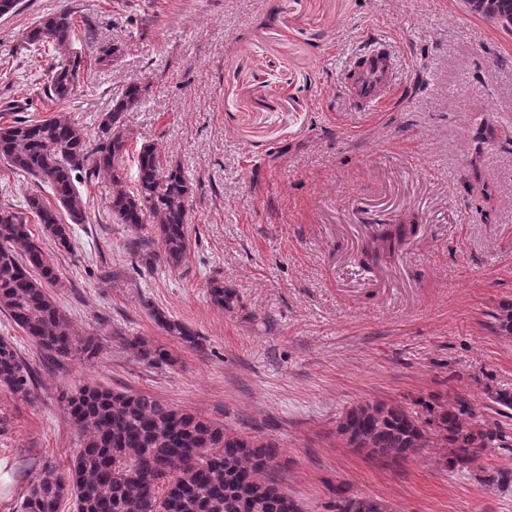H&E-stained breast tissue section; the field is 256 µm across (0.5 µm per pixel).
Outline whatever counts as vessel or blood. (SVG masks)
I'll list each match as a JSON object with an SVG mask.
<instances>
[{
  "label": "vessel or blood",
  "instance_id": "obj_1",
  "mask_svg": "<svg viewBox=\"0 0 512 512\" xmlns=\"http://www.w3.org/2000/svg\"><path fill=\"white\" fill-rule=\"evenodd\" d=\"M394 65L387 46L379 42L352 59L346 70V90L358 111H376L391 97Z\"/></svg>",
  "mask_w": 512,
  "mask_h": 512
}]
</instances>
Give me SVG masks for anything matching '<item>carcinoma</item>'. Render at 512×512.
I'll use <instances>...</instances> for the list:
<instances>
[{"label":"carcinoma","mask_w":512,"mask_h":512,"mask_svg":"<svg viewBox=\"0 0 512 512\" xmlns=\"http://www.w3.org/2000/svg\"><path fill=\"white\" fill-rule=\"evenodd\" d=\"M466 3L471 12L512 31V0ZM74 30V19L65 11L42 18L24 35L34 50L62 57L45 86L52 101L69 99L80 81L83 57L72 48ZM143 92L139 82L125 86L103 114L94 143L62 115L0 125V158L44 182L55 200L51 204L32 194L24 210H0V311L57 358L91 360L99 345L93 336L76 334L53 301L48 287L56 282L57 270L27 216L56 245L68 247L70 225L85 221L77 183L87 174L103 172L116 187L109 202L113 222L135 230L151 225L161 243L155 263L180 268L188 258L186 224L193 187L181 168L164 163L154 146L144 145L136 162V188L126 189L123 113L140 103ZM407 236V227L397 225L381 237L374 253H365L366 259L394 253ZM208 293L220 307L233 302L217 277L209 281ZM153 319L185 346H198L195 333L165 312L154 311ZM496 322L501 332L512 335V302L501 305ZM125 346L147 364L175 362L168 350L141 336L125 339ZM31 382L32 374L13 345L0 339V386L26 396ZM487 396L497 415L512 411L511 392L489 389ZM65 400L80 437L78 448L68 473L43 470L27 490L22 512H60L67 496L73 497L77 512H304L300 500L268 475L279 454L273 441L233 432L147 393L84 386ZM336 435L374 459L405 461L422 448H437L441 463L458 471L469 468L487 448L512 445L503 425L462 395L450 400L421 397L410 404H359L338 417ZM335 494V512H385L378 500L344 485Z\"/></svg>","instance_id":"cac0c4a2"}]
</instances>
